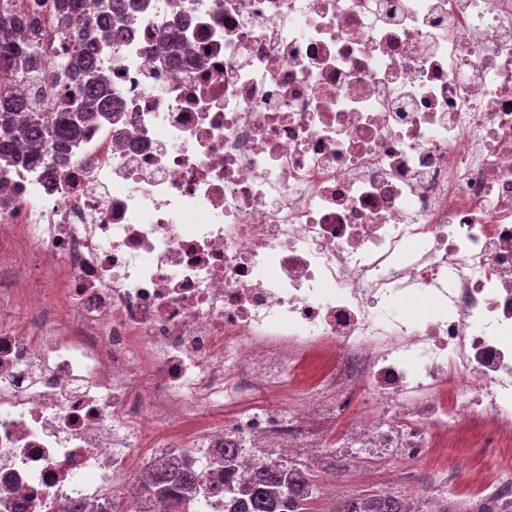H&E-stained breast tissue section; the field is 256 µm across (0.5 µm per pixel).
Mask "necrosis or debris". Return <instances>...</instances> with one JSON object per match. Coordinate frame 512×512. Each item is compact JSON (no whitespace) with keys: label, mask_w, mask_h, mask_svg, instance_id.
I'll return each mask as SVG.
<instances>
[{"label":"necrosis or debris","mask_w":512,"mask_h":512,"mask_svg":"<svg viewBox=\"0 0 512 512\" xmlns=\"http://www.w3.org/2000/svg\"><path fill=\"white\" fill-rule=\"evenodd\" d=\"M127 13L87 33L113 114L53 175L0 171V243L66 273L70 314L0 324V512H126L155 449L245 473L248 440L320 446L341 412L342 447L449 456L428 480L454 512H512V0Z\"/></svg>","instance_id":"obj_1"}]
</instances>
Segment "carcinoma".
Wrapping results in <instances>:
<instances>
[{
  "instance_id": "cac0c4a2",
  "label": "carcinoma",
  "mask_w": 512,
  "mask_h": 512,
  "mask_svg": "<svg viewBox=\"0 0 512 512\" xmlns=\"http://www.w3.org/2000/svg\"><path fill=\"white\" fill-rule=\"evenodd\" d=\"M54 14L60 44L54 50L57 68L64 76L63 93L52 112L42 111L41 94L18 92L16 82L35 81L43 62L39 30L42 17ZM128 20L126 0H24L22 7L0 3V166L12 163L19 142L37 161L57 155L68 141L111 106L96 50L75 37L96 21L112 17ZM234 449L222 448L224 481L205 493L224 498V512H310L316 491L310 473L270 459L256 464L250 478L240 483L234 468ZM200 480L193 461L156 469L144 495L161 506V512H190L193 486ZM336 512H401L400 500L391 494L370 500H346Z\"/></svg>"
}]
</instances>
